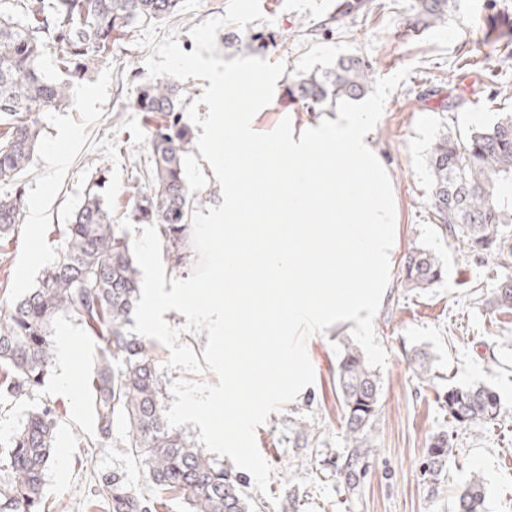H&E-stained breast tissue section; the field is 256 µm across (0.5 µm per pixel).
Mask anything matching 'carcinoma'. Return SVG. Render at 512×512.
I'll return each instance as SVG.
<instances>
[{
  "instance_id": "obj_1",
  "label": "carcinoma",
  "mask_w": 512,
  "mask_h": 512,
  "mask_svg": "<svg viewBox=\"0 0 512 512\" xmlns=\"http://www.w3.org/2000/svg\"><path fill=\"white\" fill-rule=\"evenodd\" d=\"M0 9V182L16 185L0 197V235L15 232L25 209L19 177L38 144L41 112L69 99L70 80L83 79L112 59L114 48L139 23L178 16L182 0H10ZM448 0H417L415 24L445 21ZM488 38L512 43V17L493 18ZM56 52L63 77L49 78L47 50ZM371 73L358 57L342 56L320 72L293 76L288 96L312 110L359 100ZM184 90L168 79L139 82L132 106L147 113L151 169L148 185L134 188L128 216L154 224L162 247L183 262L192 235L191 216L203 204L184 175L191 136L182 122ZM435 220L463 258H512V113L461 134L447 129L426 157ZM67 245L36 284L0 304V402L33 396L54 367L49 328L65 315L102 343L90 379L96 413L93 447L112 445L119 421L128 454L148 469L150 482L186 500L188 512H252L244 485L169 427L163 398L167 381L156 365L155 343L127 326L139 300V269L126 235L113 223L102 183L87 185L65 230ZM446 273L436 253L419 248L406 256L402 274L410 288H432ZM492 309L512 308V278L486 300ZM345 433L355 451L371 449L379 417V380L363 354L345 345L336 369ZM443 407L459 425L491 422L502 413L498 393L485 384L451 386ZM58 416L35 407L12 438L0 446V512H55L45 498L44 478L56 444ZM451 447L441 434L429 443V469L440 470ZM92 512H154V504L118 471L101 472L89 501ZM454 512H488L483 482L473 477L455 499Z\"/></svg>"
}]
</instances>
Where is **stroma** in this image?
<instances>
[{
	"mask_svg": "<svg viewBox=\"0 0 512 512\" xmlns=\"http://www.w3.org/2000/svg\"><path fill=\"white\" fill-rule=\"evenodd\" d=\"M338 14V0H260L262 19L246 28L228 24L216 46L224 60L250 55L254 35L267 40L259 57L286 64L272 102L260 112L262 131L283 118L299 123L321 119L318 111L291 103L290 76L324 69L343 56H356L374 77L402 67L411 72L387 98L372 138L391 176L397 207V240L389 288L376 315L375 333L387 352L380 369V414L373 447L357 467L355 485L344 471L352 450L336 390V368L351 330L310 337L306 343L315 381L306 396L284 404L257 427L258 448L271 465L267 492L248 471L240 476L256 512H452L462 486L479 475L488 512H512V309L485 306L512 266L490 257L463 259L452 239L435 223L430 205L426 155L442 131L492 122L512 112V51L487 40L492 16L512 15V0H448L444 23L411 28L416 0H354ZM228 0H183L179 17L160 21L158 38L175 34L184 52L195 48L193 26L224 15ZM134 30L112 60L88 78L73 81L66 107L39 115L40 145L22 184L26 209L11 239L0 238V284L13 293L33 287L66 245L64 234L96 170L109 180L106 197L113 220L133 204L135 178L150 166L146 121L137 112L136 78L146 77L149 48ZM184 176L208 205L220 206L221 188L198 149L185 158ZM436 252L447 273L438 285L408 289L401 269L415 249ZM53 341L70 338L71 362L56 360L34 398L0 407V442H7L29 412L50 402L58 414V443L46 473V498L59 512H90L99 472L119 470L134 490L154 497L146 468L120 439L92 448L95 413L87 375L99 341L69 318H56ZM424 349L431 372L418 376L407 356ZM485 383L498 392L504 413L491 423L454 424L442 407L449 386ZM452 438L448 462L439 475L425 468L433 436Z\"/></svg>",
	"mask_w": 512,
	"mask_h": 512,
	"instance_id": "35a3bbf8",
	"label": "stroma"
}]
</instances>
